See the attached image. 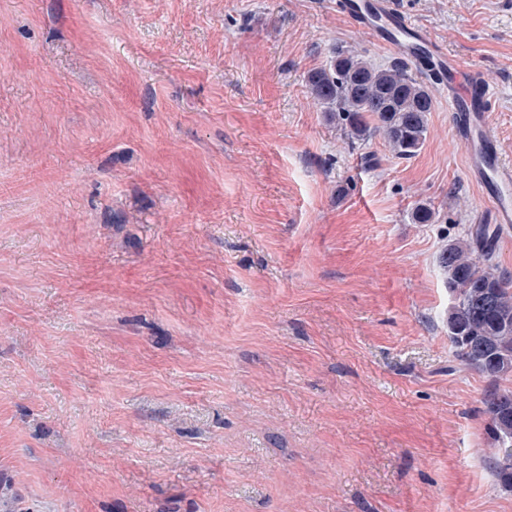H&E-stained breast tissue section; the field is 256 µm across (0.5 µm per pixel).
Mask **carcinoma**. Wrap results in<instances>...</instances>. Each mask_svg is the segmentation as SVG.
I'll return each mask as SVG.
<instances>
[{"label":"carcinoma","instance_id":"carcinoma-1","mask_svg":"<svg viewBox=\"0 0 512 512\" xmlns=\"http://www.w3.org/2000/svg\"><path fill=\"white\" fill-rule=\"evenodd\" d=\"M310 96L329 120L351 137L383 138L393 156L412 158L428 134L435 101L431 85L403 63L377 66L363 56L334 53L329 65L306 76ZM495 232L477 225L439 255L452 304L446 326L455 357L487 381L483 404L489 417L492 475L512 487V276L493 264Z\"/></svg>","mask_w":512,"mask_h":512}]
</instances>
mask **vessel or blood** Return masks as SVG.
<instances>
[{
	"label": "vessel or blood",
	"instance_id": "obj_1",
	"mask_svg": "<svg viewBox=\"0 0 512 512\" xmlns=\"http://www.w3.org/2000/svg\"><path fill=\"white\" fill-rule=\"evenodd\" d=\"M336 7L355 31L397 51L447 92L452 133L464 150L463 172L478 191L484 221L499 234L512 232V161L504 159L494 131L493 86L478 71L463 67L394 0H336Z\"/></svg>",
	"mask_w": 512,
	"mask_h": 512
}]
</instances>
